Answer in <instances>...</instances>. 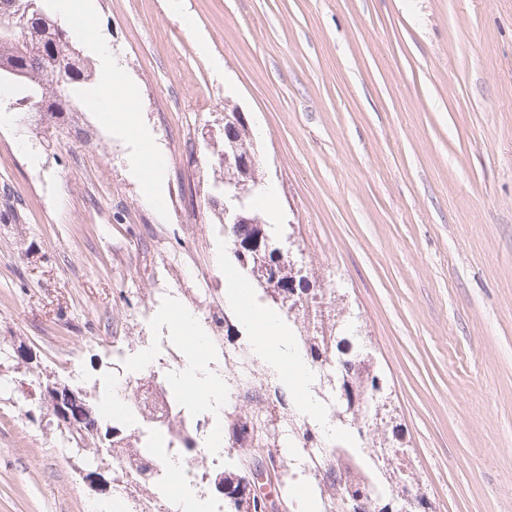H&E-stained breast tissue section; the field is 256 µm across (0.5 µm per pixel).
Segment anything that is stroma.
<instances>
[{
  "mask_svg": "<svg viewBox=\"0 0 512 512\" xmlns=\"http://www.w3.org/2000/svg\"><path fill=\"white\" fill-rule=\"evenodd\" d=\"M100 24L164 148L146 203L128 140L102 118L0 121V512H143L155 484L102 493L86 455L31 421L36 363L102 409V384L142 364L179 307L190 262L212 272L230 329L206 331V371L250 343L267 309L252 275L229 306L232 245L206 203L217 113L245 112L268 233L316 293L306 326L342 308L381 369L400 439L436 512H512V0H95ZM35 155H28V147ZM237 449L184 484L204 512Z\"/></svg>",
  "mask_w": 512,
  "mask_h": 512,
  "instance_id": "stroma-1",
  "label": "stroma"
}]
</instances>
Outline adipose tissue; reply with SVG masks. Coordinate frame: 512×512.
<instances>
[{"label": "adipose tissue", "instance_id": "1", "mask_svg": "<svg viewBox=\"0 0 512 512\" xmlns=\"http://www.w3.org/2000/svg\"><path fill=\"white\" fill-rule=\"evenodd\" d=\"M54 9L61 22L71 26L79 40L95 47L100 59L99 83L104 117L113 127L122 130L130 141L132 148L126 156L127 167L143 182L146 201L155 202L163 149L151 130L137 117L132 88L113 56L109 38L97 26L94 0H54ZM247 322L256 357L273 370H290L298 385L295 394L297 407L308 414L316 413V403L304 391L310 367L300 354L287 350L278 314L271 310L251 311L247 314ZM174 332L188 347L186 372L194 378L195 393L211 395L216 388L215 383L196 377L202 369L199 354L204 346L196 318L190 312H180L174 321Z\"/></svg>", "mask_w": 512, "mask_h": 512}]
</instances>
